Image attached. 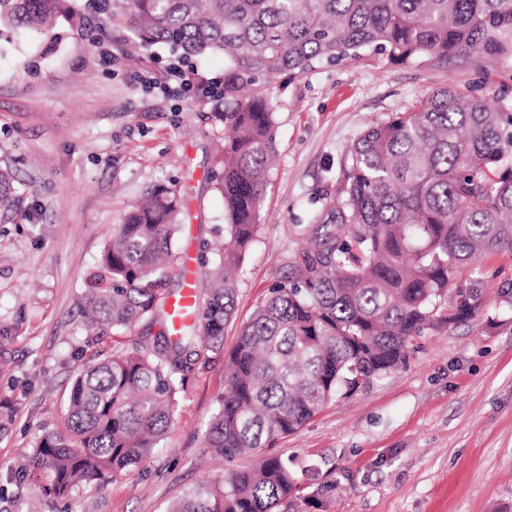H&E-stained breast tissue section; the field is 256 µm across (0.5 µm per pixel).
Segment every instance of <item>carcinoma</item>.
I'll use <instances>...</instances> for the list:
<instances>
[{"instance_id":"carcinoma-1","label":"carcinoma","mask_w":512,"mask_h":512,"mask_svg":"<svg viewBox=\"0 0 512 512\" xmlns=\"http://www.w3.org/2000/svg\"><path fill=\"white\" fill-rule=\"evenodd\" d=\"M66 0H0V31L45 35ZM74 26L122 29L145 53L224 56L209 93L224 153L209 179L224 199V237L195 258L196 318L176 331L166 306L187 286L176 186L156 184L112 229L85 295L91 342L131 336L95 354L72 384L62 426L37 437L23 482L66 500L139 469L160 447L194 376L224 364V395L204 444L226 462L267 451L253 469L204 477L168 512H282L335 490L310 485L271 453L337 395L404 364L413 342L486 310L481 257L512 254V103L443 89L375 122L348 148L333 192L270 288L224 350L240 273L261 221L277 153L273 84L326 61L384 58L431 65L454 58L512 70V0H87ZM17 187L0 170V210ZM220 256L212 266L209 255Z\"/></svg>"}]
</instances>
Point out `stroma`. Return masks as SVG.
Wrapping results in <instances>:
<instances>
[{"label": "stroma", "instance_id": "1", "mask_svg": "<svg viewBox=\"0 0 512 512\" xmlns=\"http://www.w3.org/2000/svg\"><path fill=\"white\" fill-rule=\"evenodd\" d=\"M168 63L164 46L134 53L112 30L93 45L62 19L53 33L0 43V168L18 187L0 213V512H166L203 477L262 458L228 464L204 446L224 391L219 363L192 380L175 425L139 470L64 504L18 479L40 430L63 419L79 367L118 345L108 336L88 346L84 318L85 280L113 225L158 183L187 198L180 256H195L224 222L208 178L224 127L197 97L161 92ZM444 88L512 100V71L366 58L277 80L278 155L225 348L286 276L295 227L333 191L347 148ZM276 451L311 468L314 485L334 487L320 510L299 500L289 512H512V307L491 303L487 316L426 336L406 365L338 397Z\"/></svg>", "mask_w": 512, "mask_h": 512}]
</instances>
